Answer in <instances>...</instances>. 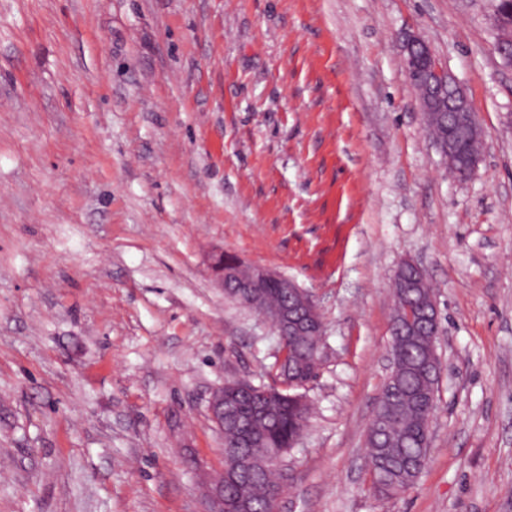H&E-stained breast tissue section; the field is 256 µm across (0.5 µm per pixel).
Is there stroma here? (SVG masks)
I'll return each mask as SVG.
<instances>
[{
	"label": "stroma",
	"mask_w": 512,
	"mask_h": 512,
	"mask_svg": "<svg viewBox=\"0 0 512 512\" xmlns=\"http://www.w3.org/2000/svg\"><path fill=\"white\" fill-rule=\"evenodd\" d=\"M489 0H0V512H203L227 380L276 335L221 249L309 291L330 355L280 512H512V68ZM468 95L449 176L402 65ZM419 264L442 361L427 467L369 490L391 288ZM491 26L500 32V37L495 45V50L502 58L505 65L512 66V27L504 26L496 13L489 15Z\"/></svg>",
	"instance_id": "stroma-1"
}]
</instances>
